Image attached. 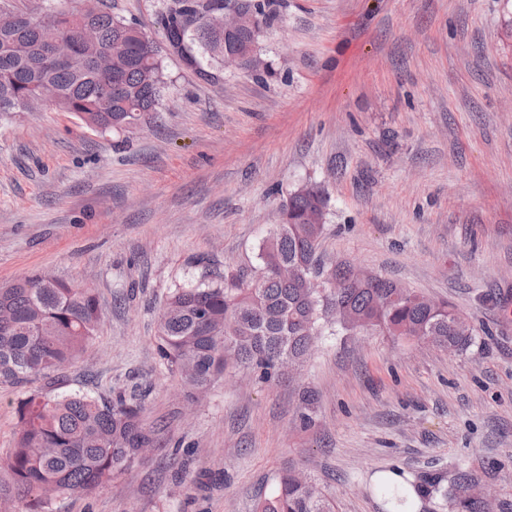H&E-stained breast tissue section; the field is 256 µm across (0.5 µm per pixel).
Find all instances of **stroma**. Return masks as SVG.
<instances>
[{
  "mask_svg": "<svg viewBox=\"0 0 512 512\" xmlns=\"http://www.w3.org/2000/svg\"><path fill=\"white\" fill-rule=\"evenodd\" d=\"M160 39L163 0H104ZM270 75L172 58L160 112L101 132L52 104L0 118V286L42 273L103 317L62 392L142 397L167 447L49 512H254L288 463L335 512H385L378 474L475 469L512 502V0H284ZM328 199L324 259L452 302L462 352L324 331L297 377L199 397L162 364L173 288L258 267L297 185Z\"/></svg>",
  "mask_w": 512,
  "mask_h": 512,
  "instance_id": "stroma-1",
  "label": "stroma"
}]
</instances>
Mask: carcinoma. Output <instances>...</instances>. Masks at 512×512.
I'll list each match as a JSON object with an SVG mask.
<instances>
[{
    "mask_svg": "<svg viewBox=\"0 0 512 512\" xmlns=\"http://www.w3.org/2000/svg\"><path fill=\"white\" fill-rule=\"evenodd\" d=\"M38 12L13 11L0 30V114L26 112L47 87L54 103L101 130L129 131L159 111L170 83L154 41L133 21L97 8L79 18L68 0H43ZM238 11L244 27L233 36L213 29L207 12ZM278 0H164L159 24L165 52L201 76L224 68L237 54L242 69L261 78L270 72L261 57L263 33L277 20ZM69 41L64 66L49 58L51 44ZM327 199L315 183L288 194L281 223L263 241L260 264L249 277L177 287L159 315L157 351L163 364L197 392L210 389L230 368L265 382L285 377L280 366L299 364L324 327L355 334L376 327L392 336L426 340L462 352L472 329L446 302L431 308L425 296L374 276L355 279L349 264L320 265ZM333 279L337 288H313L310 278ZM0 384L22 387L41 379L49 391H34L17 406L19 437L0 457L13 492L27 498L29 512H45L42 489L62 497L89 495L141 461L142 448H163L160 429L141 419L142 406L119 395L97 400L80 392L54 394L62 367L83 354L96 334L102 311L89 288L40 274L0 287ZM481 476L455 470L450 484L438 473L418 475L388 490L396 512L437 496L448 512H490L489 503L466 499L463 491ZM256 512H334L333 502L295 466L278 474L271 494Z\"/></svg>",
    "mask_w": 512,
    "mask_h": 512,
    "instance_id": "obj_1",
    "label": "carcinoma"
}]
</instances>
